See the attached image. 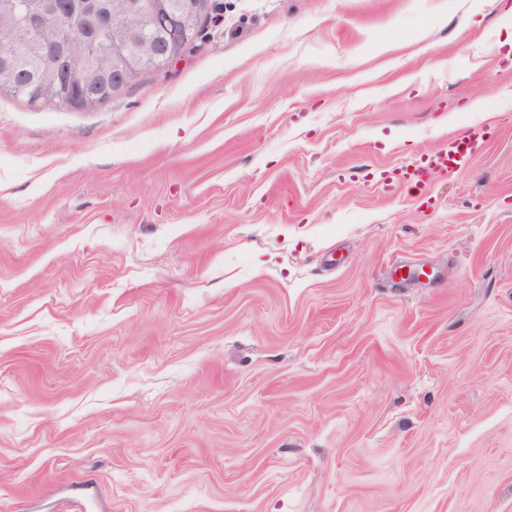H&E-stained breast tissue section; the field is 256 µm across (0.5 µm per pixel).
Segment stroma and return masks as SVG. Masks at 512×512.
Here are the masks:
<instances>
[{
  "mask_svg": "<svg viewBox=\"0 0 512 512\" xmlns=\"http://www.w3.org/2000/svg\"><path fill=\"white\" fill-rule=\"evenodd\" d=\"M509 5L214 0L102 106L0 94V512H512ZM484 142L485 132L480 125L472 126L462 135L448 136V142L427 157L425 167L402 173L398 182L413 179L421 189H426L430 185L428 172L455 173L466 169Z\"/></svg>",
  "mask_w": 512,
  "mask_h": 512,
  "instance_id": "1",
  "label": "stroma"
}]
</instances>
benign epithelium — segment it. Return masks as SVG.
<instances>
[{
  "instance_id": "7a95c632",
  "label": "benign epithelium",
  "mask_w": 512,
  "mask_h": 512,
  "mask_svg": "<svg viewBox=\"0 0 512 512\" xmlns=\"http://www.w3.org/2000/svg\"><path fill=\"white\" fill-rule=\"evenodd\" d=\"M40 3L12 0L16 26L11 46H22L55 28ZM212 10V0H121L118 15L123 24L106 56L112 60L110 73L102 69L106 57L100 47L84 36L83 29L66 28V33L82 36L85 48L79 58L68 55L60 61L51 100L70 110L91 109L122 93L142 71L169 68L194 45ZM33 70L31 61L9 50L0 56V74L12 88Z\"/></svg>"
}]
</instances>
